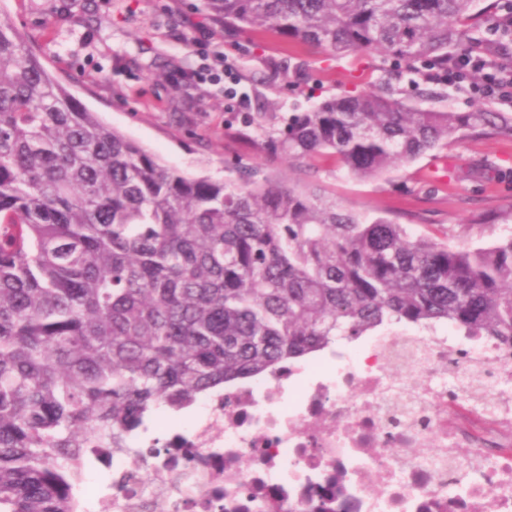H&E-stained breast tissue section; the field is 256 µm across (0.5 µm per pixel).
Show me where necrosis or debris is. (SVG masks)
Listing matches in <instances>:
<instances>
[{
    "label": "necrosis or debris",
    "instance_id": "4bbe7bcc",
    "mask_svg": "<svg viewBox=\"0 0 512 512\" xmlns=\"http://www.w3.org/2000/svg\"><path fill=\"white\" fill-rule=\"evenodd\" d=\"M204 407L164 447L108 449L95 512H512V348L493 339L394 326Z\"/></svg>",
    "mask_w": 512,
    "mask_h": 512
}]
</instances>
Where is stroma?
Instances as JSON below:
<instances>
[{"label":"stroma","mask_w":512,"mask_h":512,"mask_svg":"<svg viewBox=\"0 0 512 512\" xmlns=\"http://www.w3.org/2000/svg\"><path fill=\"white\" fill-rule=\"evenodd\" d=\"M201 8V0H0V13L83 105L168 166L221 180L237 163L316 182L347 209L387 217L415 235L444 234L452 244L485 246L512 235V222L501 219L512 211V138L467 141L359 181L334 155L304 171L267 156L259 138L236 136L232 115L283 119L379 84L409 88V76L374 52L335 56L256 28L231 36ZM201 40L224 56L229 72L220 84L183 78L204 62Z\"/></svg>","instance_id":"35a3bbf8"}]
</instances>
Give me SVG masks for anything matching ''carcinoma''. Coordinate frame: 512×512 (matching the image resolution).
<instances>
[{
	"label": "carcinoma",
	"mask_w": 512,
	"mask_h": 512,
	"mask_svg": "<svg viewBox=\"0 0 512 512\" xmlns=\"http://www.w3.org/2000/svg\"><path fill=\"white\" fill-rule=\"evenodd\" d=\"M478 0H202L229 31L267 27L336 54L379 53L427 79ZM241 135L295 167L336 155L379 177L512 114L408 102L386 86ZM447 322L512 347V235L413 236L319 185L253 169L170 168L106 125L0 14V512H74L83 449L119 448L161 411L393 324Z\"/></svg>",
	"instance_id": "carcinoma-1"
}]
</instances>
